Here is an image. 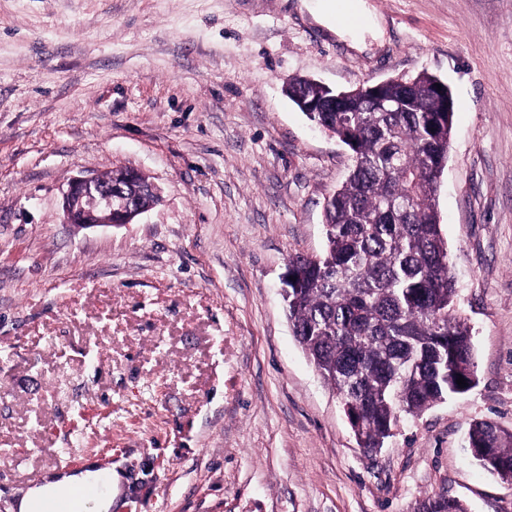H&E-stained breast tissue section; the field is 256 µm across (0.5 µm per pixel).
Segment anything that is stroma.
Returning a JSON list of instances; mask_svg holds the SVG:
<instances>
[{
    "mask_svg": "<svg viewBox=\"0 0 512 512\" xmlns=\"http://www.w3.org/2000/svg\"><path fill=\"white\" fill-rule=\"evenodd\" d=\"M0 0V512L97 461L112 512H512L471 424L512 432V0ZM455 114L436 206L476 386L357 444L295 340L289 255L326 247L348 148L285 95L420 72ZM128 167L133 223L62 221L71 178ZM414 512H467V509L458 500L438 495L427 496L419 500Z\"/></svg>",
    "mask_w": 512,
    "mask_h": 512,
    "instance_id": "35a3bbf8",
    "label": "stroma"
}]
</instances>
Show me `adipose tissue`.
Here are the masks:
<instances>
[{
    "mask_svg": "<svg viewBox=\"0 0 512 512\" xmlns=\"http://www.w3.org/2000/svg\"><path fill=\"white\" fill-rule=\"evenodd\" d=\"M120 481L118 473L101 472L92 468L56 473L45 478L43 483L27 490L14 504L15 512H39L44 501L68 498L71 490L78 486H101L99 497L90 501L85 512H110L115 497L114 491Z\"/></svg>",
    "mask_w": 512,
    "mask_h": 512,
    "instance_id": "1",
    "label": "adipose tissue"
}]
</instances>
